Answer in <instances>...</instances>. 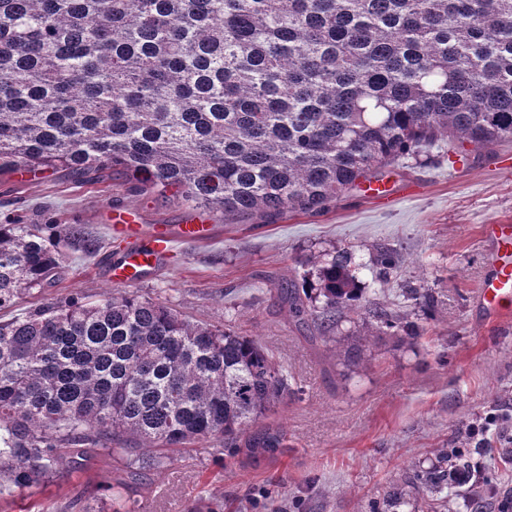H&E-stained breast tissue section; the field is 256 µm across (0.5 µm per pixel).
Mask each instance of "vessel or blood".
I'll return each mask as SVG.
<instances>
[{"mask_svg": "<svg viewBox=\"0 0 512 512\" xmlns=\"http://www.w3.org/2000/svg\"><path fill=\"white\" fill-rule=\"evenodd\" d=\"M112 231L132 243L111 274L113 282L128 283L169 253L174 239L202 240L211 235L212 228L207 224H182L174 229L157 224L147 230L136 224L131 214L119 211L112 218ZM484 231L494 242L495 251L493 272L483 281L478 298L486 316L495 318L512 306V224H489Z\"/></svg>", "mask_w": 512, "mask_h": 512, "instance_id": "1", "label": "vessel or blood"}]
</instances>
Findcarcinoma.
I'll return each instance as SVG.
<instances>
[{
    "mask_svg": "<svg viewBox=\"0 0 512 512\" xmlns=\"http://www.w3.org/2000/svg\"><path fill=\"white\" fill-rule=\"evenodd\" d=\"M441 138L512 141V0H0V177L112 168L193 210L308 213ZM80 238L0 224V309L44 295L0 324V496L101 456L140 475L280 454L284 430L255 423L293 383L256 338L135 294L46 297ZM278 301L302 324L363 310L416 335L365 299L349 250ZM470 455L440 451L418 489L458 495ZM383 504L412 507L395 487Z\"/></svg>",
    "mask_w": 512,
    "mask_h": 512,
    "instance_id": "1",
    "label": "carcinoma"
}]
</instances>
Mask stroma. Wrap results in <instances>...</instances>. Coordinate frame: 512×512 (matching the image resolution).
<instances>
[{
  "label": "stroma",
  "mask_w": 512,
  "mask_h": 512,
  "mask_svg": "<svg viewBox=\"0 0 512 512\" xmlns=\"http://www.w3.org/2000/svg\"><path fill=\"white\" fill-rule=\"evenodd\" d=\"M507 156L512 142L461 154L439 140L383 168L391 202L359 188L318 213L228 218L130 191L114 171L94 184L0 179V224H78L99 243L92 255L82 242L62 243L52 297L128 290L165 303L191 320L258 338L303 389L268 417L286 432L274 459H174L131 483L123 463L106 456L36 495L0 498V512H112L116 484L138 512H191L202 501L224 512H380L393 484L415 512H466L470 486L460 497L431 501L405 477L441 449L470 442L472 424L487 415L512 416V309L489 319L477 299L492 272L484 227L512 224V172L501 167ZM125 209L146 225L208 224L212 236L176 240L173 253L136 283L116 285L108 271L126 244L111 236L110 213ZM385 248L397 259L383 277L371 263ZM342 249L352 252L368 293L418 326L414 343L357 315L322 333L280 308L277 289L307 287ZM409 283L433 294V315L403 297Z\"/></svg>",
  "instance_id": "obj_1"
}]
</instances>
